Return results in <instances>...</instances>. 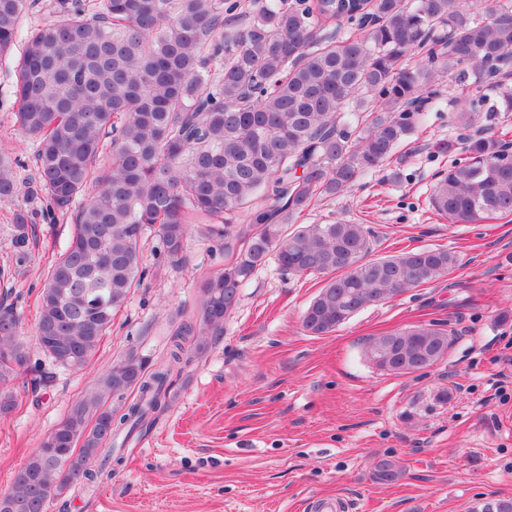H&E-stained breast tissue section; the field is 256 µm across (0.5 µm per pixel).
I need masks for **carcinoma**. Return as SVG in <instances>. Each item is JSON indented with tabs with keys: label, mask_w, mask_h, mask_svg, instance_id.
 Segmentation results:
<instances>
[{
	"label": "carcinoma",
	"mask_w": 512,
	"mask_h": 512,
	"mask_svg": "<svg viewBox=\"0 0 512 512\" xmlns=\"http://www.w3.org/2000/svg\"><path fill=\"white\" fill-rule=\"evenodd\" d=\"M466 0H53L52 16L27 32L16 64L19 130L36 139L35 184L22 190L0 146V202L19 195L72 211L71 241L52 258L38 299L36 336L53 364L80 369L147 272L141 241L157 233V266L187 263L192 224L224 242L232 259L204 280L196 313L174 332L166 361L145 373L134 354L112 365L51 430L17 473L0 512H46L74 484L112 477V436L147 428L165 404L185 344L201 354L224 332L241 288L273 260L285 273L324 278L302 314L314 336L364 309L433 283L459 256L419 248L374 258L364 224H288L320 197L350 192L393 161L440 96L446 75L488 87L512 112V0H491L480 20ZM32 0H0V58L9 54ZM376 105L368 108L366 97ZM458 130L478 123L475 100H451ZM429 197L450 224L512 215L508 143L488 131L464 142ZM93 184L96 192L77 199ZM253 221L238 218L255 203ZM33 209L14 211L16 242ZM20 317L0 305V417L15 410L8 388L28 362ZM404 363L373 361L400 375L441 363L448 330L432 324L389 337ZM139 399L114 422L112 402ZM403 471L380 459L372 478Z\"/></svg>",
	"instance_id": "obj_1"
}]
</instances>
